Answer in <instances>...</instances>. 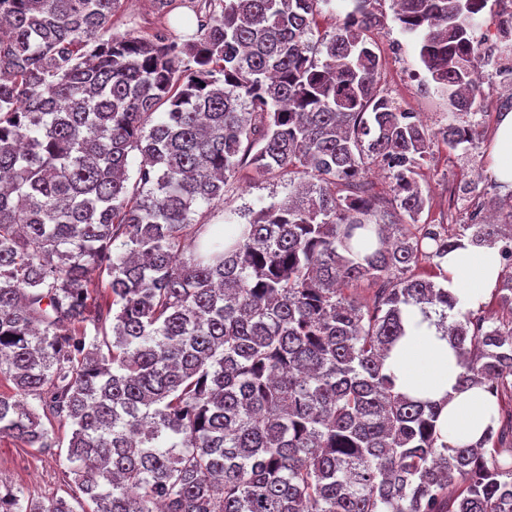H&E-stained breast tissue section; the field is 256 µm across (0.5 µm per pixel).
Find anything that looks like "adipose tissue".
Returning a JSON list of instances; mask_svg holds the SVG:
<instances>
[{
	"label": "adipose tissue",
	"instance_id": "obj_1",
	"mask_svg": "<svg viewBox=\"0 0 512 512\" xmlns=\"http://www.w3.org/2000/svg\"><path fill=\"white\" fill-rule=\"evenodd\" d=\"M442 269L440 284L455 298L453 314L459 320L485 302L501 273L496 249L470 245L449 254ZM403 323L405 334L385 359L387 370L395 376L396 391L438 403L437 422L449 447L478 445L497 420L496 398L484 386L460 385L455 350L435 320L410 307Z\"/></svg>",
	"mask_w": 512,
	"mask_h": 512
}]
</instances>
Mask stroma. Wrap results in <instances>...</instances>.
Segmentation results:
<instances>
[{"instance_id":"obj_1","label":"stroma","mask_w":512,"mask_h":512,"mask_svg":"<svg viewBox=\"0 0 512 512\" xmlns=\"http://www.w3.org/2000/svg\"><path fill=\"white\" fill-rule=\"evenodd\" d=\"M375 9L381 14L383 25L368 32L367 38L374 42L381 59V90L397 100L403 109L418 113L428 126L438 127L445 120L448 104L445 98L424 97L417 91L414 77L420 66L415 39L404 33L395 21L393 0H377ZM498 123V110L485 114L482 128L484 153L479 157L449 149L442 140L433 141L430 154L416 175L421 188L430 193V203L420 218L421 223L441 224L449 231H457L464 221L466 201L459 188L473 181L478 171L489 170L488 151ZM288 183L289 177L285 174L257 178L251 170L241 171L223 203L208 209L207 221L220 224L225 215L241 216L282 200L288 195ZM48 428L56 441L55 448L49 451L25 448L10 437L0 436L1 489L19 491L42 501L71 499L72 485L66 475L70 430L56 422L49 423Z\"/></svg>"}]
</instances>
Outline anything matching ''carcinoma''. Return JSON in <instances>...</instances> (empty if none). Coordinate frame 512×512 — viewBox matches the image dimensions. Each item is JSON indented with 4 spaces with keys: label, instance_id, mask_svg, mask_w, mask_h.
I'll return each instance as SVG.
<instances>
[{
    "label": "carcinoma",
    "instance_id": "carcinoma-1",
    "mask_svg": "<svg viewBox=\"0 0 512 512\" xmlns=\"http://www.w3.org/2000/svg\"><path fill=\"white\" fill-rule=\"evenodd\" d=\"M126 2L0 0V375L15 387L0 435L42 450L41 417L69 427L73 499L92 512H512V425L450 449L436 405L384 370L416 306L450 336L460 383L512 387V326L450 322L448 289L408 274L465 239L496 247L512 303V209L453 234L419 223L433 139L471 152L482 137L459 108L479 99L486 0H395L448 100L436 130L378 88L376 0H350L326 37L313 20L331 0H192L187 40L112 32ZM247 168L301 174L302 192L245 224L197 219ZM362 281L370 304L350 291ZM0 512L75 510L8 491Z\"/></svg>",
    "mask_w": 512,
    "mask_h": 512
}]
</instances>
